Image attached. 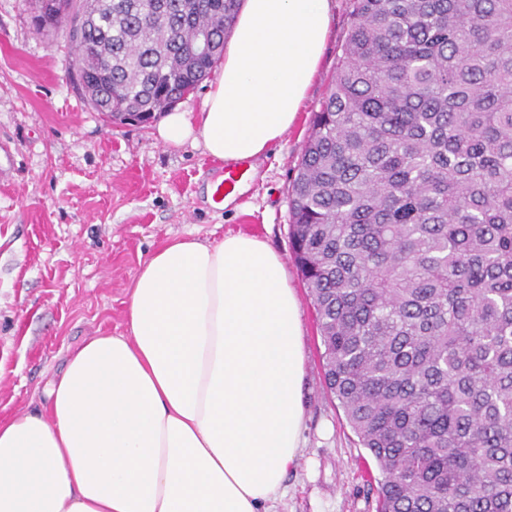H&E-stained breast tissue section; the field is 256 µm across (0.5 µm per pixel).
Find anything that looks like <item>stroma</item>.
<instances>
[{
  "label": "stroma",
  "mask_w": 512,
  "mask_h": 512,
  "mask_svg": "<svg viewBox=\"0 0 512 512\" xmlns=\"http://www.w3.org/2000/svg\"><path fill=\"white\" fill-rule=\"evenodd\" d=\"M350 0H333L326 49L294 126L255 161L241 200L215 206L225 164L168 147L155 124L115 125L87 104L63 32L35 34L27 0H0V416L35 409L68 356L124 336L144 261L165 243L265 240L284 259L302 312L303 448L274 512H376L381 478L324 381V346L289 242L288 186L329 92Z\"/></svg>",
  "instance_id": "obj_1"
}]
</instances>
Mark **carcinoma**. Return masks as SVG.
<instances>
[{"mask_svg": "<svg viewBox=\"0 0 512 512\" xmlns=\"http://www.w3.org/2000/svg\"><path fill=\"white\" fill-rule=\"evenodd\" d=\"M30 4L119 125L210 75L241 0ZM288 197L378 512H512V0H353Z\"/></svg>", "mask_w": 512, "mask_h": 512, "instance_id": "carcinoma-1", "label": "carcinoma"}]
</instances>
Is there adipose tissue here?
I'll use <instances>...</instances> for the list:
<instances>
[{
    "instance_id": "ef3b65f1",
    "label": "adipose tissue",
    "mask_w": 512,
    "mask_h": 512,
    "mask_svg": "<svg viewBox=\"0 0 512 512\" xmlns=\"http://www.w3.org/2000/svg\"><path fill=\"white\" fill-rule=\"evenodd\" d=\"M330 0H245L199 114L163 144L226 163L295 122L327 40ZM128 336L71 354L41 408L0 419V512H268L303 446L301 309L281 257L242 232L176 239L142 264Z\"/></svg>"
}]
</instances>
